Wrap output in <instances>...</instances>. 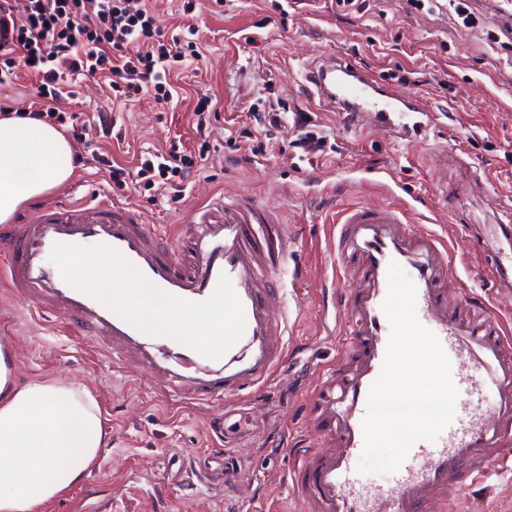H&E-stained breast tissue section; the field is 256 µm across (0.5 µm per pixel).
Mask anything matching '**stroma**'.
Returning a JSON list of instances; mask_svg holds the SVG:
<instances>
[{
	"label": "stroma",
	"mask_w": 512,
	"mask_h": 512,
	"mask_svg": "<svg viewBox=\"0 0 512 512\" xmlns=\"http://www.w3.org/2000/svg\"><path fill=\"white\" fill-rule=\"evenodd\" d=\"M183 0H157L164 33L195 26L202 56L188 60L174 83L182 100L158 104L152 94L113 106L99 78L79 76L60 111L77 116L72 137L81 158L67 184L44 195L74 203L111 199L137 208L150 230L184 223L212 194L252 195L280 211L297 231L285 244L280 276L286 290L288 359L256 403L238 405L241 429L231 451L229 480L205 466L223 446L207 432L212 403L178 401L148 374L118 359L55 317L0 287V346L7 348L20 380L60 375L92 389L110 439L82 482L45 512H301L283 475L299 441L318 444L306 402L320 370L336 357V332L345 316L334 303L332 238L337 213L351 205L407 210L411 223L447 238L464 296L490 300L494 312L512 318V291L489 289L496 261L512 256L504 237L512 231V33L491 0H478L464 28L448 0H367L365 10H340L336 0H212L200 15L182 12ZM347 58L402 98L421 102L433 115L423 130L391 134L382 125H348L343 114L321 106L301 79L317 56ZM420 84H413L412 72ZM218 101L217 118L204 129L190 122L192 99ZM282 100L290 112L321 125L334 150L305 160L287 121L263 155L244 163L227 142L232 120L256 99ZM181 142L205 149L182 198L168 188L141 192L114 187L91 157L135 166L138 159ZM395 184L379 187L378 171ZM305 268L294 281V267ZM490 495L459 494L455 512H512V471L494 478Z\"/></svg>",
	"instance_id": "1"
}]
</instances>
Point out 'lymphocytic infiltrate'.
Masks as SVG:
<instances>
[{"mask_svg":"<svg viewBox=\"0 0 512 512\" xmlns=\"http://www.w3.org/2000/svg\"><path fill=\"white\" fill-rule=\"evenodd\" d=\"M15 11L14 0H0V85L23 68L37 74L41 107L33 116L47 122L66 124L52 103L73 76L104 75L117 99L133 98L149 87L165 104L173 97V69L200 55L196 42L167 37L147 2L134 9L129 0H27L21 23ZM94 160L106 166L116 188L134 176L147 191L158 185L181 191L196 165L176 146L161 162L142 161L134 174L105 155Z\"/></svg>","mask_w":512,"mask_h":512,"instance_id":"obj_1","label":"lymphocytic infiltrate"}]
</instances>
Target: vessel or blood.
<instances>
[{
	"instance_id": "1",
	"label": "vessel or blood",
	"mask_w": 512,
	"mask_h": 512,
	"mask_svg": "<svg viewBox=\"0 0 512 512\" xmlns=\"http://www.w3.org/2000/svg\"><path fill=\"white\" fill-rule=\"evenodd\" d=\"M303 79L359 125L381 123L400 131L399 115L421 109L342 57L312 61ZM288 235L280 214L255 197H210L169 237L150 231L142 214L126 204L58 201L0 229V254L6 257L0 281L14 297L36 302L43 314L63 315L65 325L105 337L120 361L149 368L153 380L177 398L232 402L270 383L286 359L281 338L288 317L273 314L272 304ZM57 243L108 244L157 288L192 302L208 299L220 275H228L244 313V334L217 360L147 334L64 282L50 259ZM336 251L342 271L356 282L341 302L346 322L340 334L347 348L307 401L330 448H293L289 487L304 512H448L456 495L486 478L487 464L512 467V322L495 317L487 301L453 299L449 286L457 274L447 241L408 223L398 209L344 211ZM394 262L416 287L418 318L448 356L458 396L455 417L438 441H416L388 484L364 488L356 479L362 421L390 338L382 304ZM484 391L496 407L490 421L472 404L473 395Z\"/></svg>"
}]
</instances>
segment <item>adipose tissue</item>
Returning a JSON list of instances; mask_svg holds the SVG:
<instances>
[{
  "instance_id": "1",
  "label": "adipose tissue",
  "mask_w": 512,
  "mask_h": 512,
  "mask_svg": "<svg viewBox=\"0 0 512 512\" xmlns=\"http://www.w3.org/2000/svg\"><path fill=\"white\" fill-rule=\"evenodd\" d=\"M74 174L70 141L55 126L0 115V223ZM90 389L59 376L25 382L0 354V512H41L82 481L106 445Z\"/></svg>"
}]
</instances>
